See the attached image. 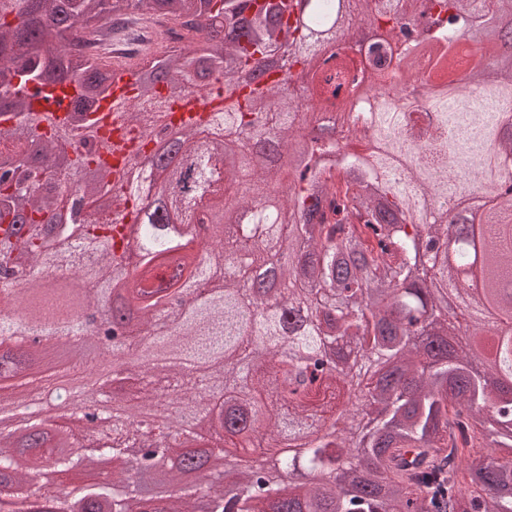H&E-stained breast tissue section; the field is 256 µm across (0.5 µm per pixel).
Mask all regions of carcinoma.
<instances>
[{"mask_svg": "<svg viewBox=\"0 0 512 512\" xmlns=\"http://www.w3.org/2000/svg\"><path fill=\"white\" fill-rule=\"evenodd\" d=\"M288 0H0V379L31 392L49 388L29 371L41 348L89 339L99 331L73 318L76 307L112 303V325L140 313L126 344L112 355H145L128 378L166 398L176 420L145 426L141 408L120 398L112 412V454L144 438L160 449L168 475L163 501L139 495L133 476L88 481L74 499L81 512H194L207 494L215 512H512V75L487 80V68L512 72V0H313L304 19ZM114 14L162 16L186 32L181 48L136 65L135 96L117 104L144 145L172 127L183 131L171 165L149 166L133 178L102 156L112 145L88 119L112 91L116 64L74 49L87 39V18ZM360 20L382 33L360 59L345 40L312 41L314 28ZM480 37L474 54L459 49ZM288 47L296 72L263 92L242 75L272 50ZM209 79L208 94L232 87L233 97L209 122L174 125L175 97L188 74ZM74 83L79 102L63 124L31 109L25 90ZM423 80L430 113L397 98ZM332 110L350 135L370 133L368 152L349 151L312 127L283 82ZM32 181L25 191L18 183ZM489 186L494 204L467 216L457 201L474 181ZM273 198L281 222H260L254 210ZM127 225L121 256L110 230ZM209 225L199 240L194 227ZM455 224H469L486 252L483 295L466 331L473 346L448 341L449 293L457 268L434 245ZM250 258L236 264L241 238ZM83 272L75 299L52 283ZM494 353L478 372L479 349ZM286 343L296 365L279 356ZM349 348L361 355L357 388L323 356ZM250 368L251 384L220 394L192 384ZM364 394L377 416L349 434L323 430L336 407ZM77 401L62 414L60 432L76 451L60 458L39 435L19 427L0 451V492L26 486L37 494L46 472L94 465L82 451ZM270 439L302 449L284 466L318 477L307 485L260 479L248 467L224 477L239 487L224 500L223 484L207 472L224 448H253ZM491 449L460 474L468 451Z\"/></svg>", "mask_w": 512, "mask_h": 512, "instance_id": "cac0c4a2", "label": "carcinoma"}]
</instances>
